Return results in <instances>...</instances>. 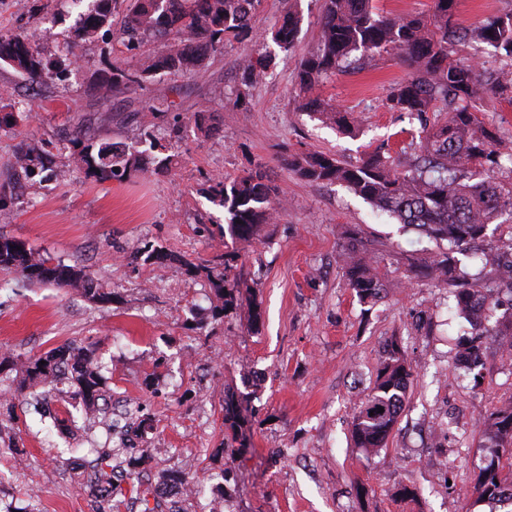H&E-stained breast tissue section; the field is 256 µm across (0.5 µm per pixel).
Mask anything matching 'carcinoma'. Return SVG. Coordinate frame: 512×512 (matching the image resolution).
<instances>
[{
    "instance_id": "cac0c4a2",
    "label": "carcinoma",
    "mask_w": 512,
    "mask_h": 512,
    "mask_svg": "<svg viewBox=\"0 0 512 512\" xmlns=\"http://www.w3.org/2000/svg\"><path fill=\"white\" fill-rule=\"evenodd\" d=\"M126 3L123 24L116 39L132 52L152 41L159 48L137 56V62L117 58L108 70L89 85L90 93L110 101L133 86L142 87L157 74L186 76L222 53L230 39L248 37L258 22L261 0H95L92 9L80 20L76 37L95 39L112 26V14L119 2ZM430 13L392 16L376 11L371 0H323L320 36L316 49L299 66L297 86L299 107L310 116L342 129L356 125L332 102L318 92L320 83L336 71L364 57L397 52L411 69L410 75L393 84L386 105L397 112L419 118L442 106L446 119L431 130H422L419 152L399 159L376 149L356 163H342L322 152L300 151L284 159V165L310 183L339 184L369 203L379 215L396 219L405 227L440 245L436 252L423 253L409 260L410 272L425 273L435 285L454 291L456 313L471 325V345L456 360L458 367L472 369L481 357L483 345L501 335L497 327L470 312L496 303L492 282L467 288L470 277L458 255H464L494 268L500 253L487 249L469 253L472 244L485 235L488 225L507 216L512 219V153L501 151L492 133L473 112L475 103L486 95L512 100V76L489 72L472 63L453 59L448 46L469 43L484 45L512 58V12L495 15L470 26L456 22L457 0H432ZM298 32V18L287 11L273 32L274 41L288 50ZM0 62L39 82L49 75L40 50L22 35L0 36ZM270 59L258 52L245 55L240 62L243 85L248 87L263 76ZM68 142L72 156L85 174L100 179L122 178L144 170L140 154L116 143L99 146L84 142L82 130H73ZM511 166H505V163ZM40 175L47 181L54 176L42 156L31 148L20 151L10 180L19 184ZM211 198L228 214L227 232L243 242L258 239L261 228L278 214L277 189L267 183L266 171L257 166L248 174L227 182L213 179L208 187ZM350 238L342 246L349 286L363 301L377 300L384 287V275L368 248L355 245ZM236 254L224 256L223 267L187 263L191 273L200 270L224 307L237 304L239 286L232 274ZM0 271L20 273L30 281H43L42 274H53L51 283L74 288L100 304L112 303V289L88 274L84 267L58 262L35 253L25 243L0 234ZM17 388L39 384H66L81 399L82 415L91 418L105 400L104 377L93 361V351L73 344L52 349L38 358L25 359L14 366ZM414 368L397 343L388 344L376 373L374 386L352 423V441L365 456L384 447L404 404V395ZM242 420L236 412L234 393L224 394V427L237 433ZM483 436L492 448L490 461L479 467L470 496L472 507L485 501L512 504V478L503 474L512 461V404L485 420ZM95 455L87 482L99 503L97 512H112V501L123 488L112 461L125 457L130 470L148 462L137 448H90Z\"/></svg>"
}]
</instances>
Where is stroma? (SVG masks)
Instances as JSON below:
<instances>
[{
	"mask_svg": "<svg viewBox=\"0 0 512 512\" xmlns=\"http://www.w3.org/2000/svg\"><path fill=\"white\" fill-rule=\"evenodd\" d=\"M322 4L298 0L292 49L272 38L288 0H262L254 32L226 42L200 70L157 75L146 89L105 102L86 87L127 51L108 33L70 46L90 0H0V34L23 35L56 61L39 84L0 66V234L84 266L113 290L103 306L0 272V439L19 447L0 457V512H20L32 496L41 512H93L81 451L123 438L151 461L138 480L122 481L120 512H140L136 487L164 486L180 471L220 470L226 481L206 490L221 512H465L464 495L487 453L477 420L512 402V350L496 337L476 368L480 382L459 375L455 346L470 338L469 325L455 317L446 289L408 280L409 257L429 240L376 215L345 187L308 183L283 166L301 150L344 162L381 146L411 154L418 140V121L385 105L391 85L409 73L392 55L337 71L321 87L323 98L357 117L354 133L299 109L296 74L317 45ZM257 50L272 62L246 88L238 63ZM163 100L171 106L165 115L155 110ZM201 110L219 119L217 134L197 130ZM477 115L512 148V101L484 99ZM77 126L91 141L132 148L149 132L151 171L103 182L85 176L65 140ZM25 144L44 153L53 179L9 183ZM161 160L166 170L154 171ZM260 163L280 190L277 220L258 240L232 241L221 236L224 209L206 189ZM352 234L378 246L385 291L377 302L356 296L337 260ZM227 252L237 254L240 277L239 305L229 310L206 275L186 267ZM393 340L418 374L386 447L367 457L351 442V421ZM70 342L92 347L107 401L65 440L46 429L43 415L73 401L71 389L35 407L29 391L16 390L11 366ZM228 390L244 418L233 440L224 427ZM130 403L147 406L152 430L137 432ZM402 484L415 498L397 497Z\"/></svg>",
	"mask_w": 512,
	"mask_h": 512,
	"instance_id": "1",
	"label": "stroma"
}]
</instances>
